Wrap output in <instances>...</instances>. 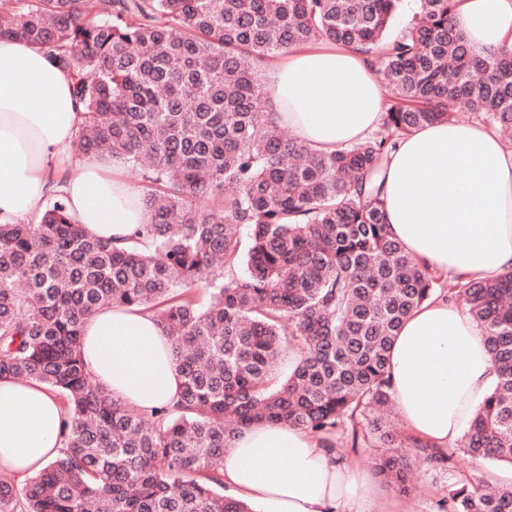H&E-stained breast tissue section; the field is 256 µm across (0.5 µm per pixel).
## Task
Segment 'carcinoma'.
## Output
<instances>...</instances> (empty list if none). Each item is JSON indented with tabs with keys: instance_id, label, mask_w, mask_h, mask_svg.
<instances>
[{
	"instance_id": "carcinoma-1",
	"label": "carcinoma",
	"mask_w": 512,
	"mask_h": 512,
	"mask_svg": "<svg viewBox=\"0 0 512 512\" xmlns=\"http://www.w3.org/2000/svg\"><path fill=\"white\" fill-rule=\"evenodd\" d=\"M0 0V37L43 51L75 81L76 146L137 172L152 215L129 244L88 235L63 195L37 220L0 224V377L64 400L60 455L23 486L0 478V512H254L224 494V448L256 421L352 447L406 491L409 459L456 469L454 453L393 443L388 354L408 316L443 297L482 329L498 381L462 442L512 464V271L439 278L384 223L375 175L398 140L468 112L512 130V50L483 57L453 0ZM328 40L371 60L389 91L380 129L315 153L258 112L266 63ZM209 291L205 304L193 290ZM147 305L171 342L180 401L146 416L112 398L81 359L85 320ZM298 361L275 377L283 347ZM435 512H512V484L456 480Z\"/></svg>"
}]
</instances>
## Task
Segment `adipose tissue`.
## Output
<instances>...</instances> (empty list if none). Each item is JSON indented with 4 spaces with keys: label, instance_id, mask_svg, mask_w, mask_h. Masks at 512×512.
I'll return each instance as SVG.
<instances>
[{
    "label": "adipose tissue",
    "instance_id": "ef3b65f1",
    "mask_svg": "<svg viewBox=\"0 0 512 512\" xmlns=\"http://www.w3.org/2000/svg\"><path fill=\"white\" fill-rule=\"evenodd\" d=\"M454 21L484 54L512 49V0H454ZM266 78L273 119L316 152L364 141L378 129L385 89L360 52L328 41L273 58ZM82 105L69 73L19 38H0V223L36 215L53 191L90 235L116 245L149 223L143 191L110 159L75 154ZM384 220L437 275L488 278L512 271V144L479 122L416 129L385 157ZM91 376L122 404L152 414L179 399L181 378L156 317L104 307L83 328ZM392 402L411 436L452 446L497 374L482 331L443 299L418 308L389 352ZM64 409L45 385L0 379V467L18 477L60 453ZM224 484L269 512H384L371 474L327 440L257 422L224 452Z\"/></svg>",
    "mask_w": 512,
    "mask_h": 512
}]
</instances>
